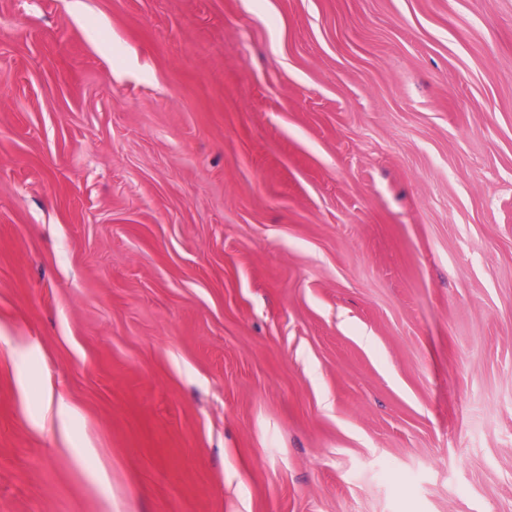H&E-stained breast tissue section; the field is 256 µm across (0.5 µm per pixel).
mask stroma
Returning a JSON list of instances; mask_svg holds the SVG:
<instances>
[{
    "instance_id": "35a3bbf8",
    "label": "stroma",
    "mask_w": 512,
    "mask_h": 512,
    "mask_svg": "<svg viewBox=\"0 0 512 512\" xmlns=\"http://www.w3.org/2000/svg\"><path fill=\"white\" fill-rule=\"evenodd\" d=\"M0 512H512V0H0Z\"/></svg>"
}]
</instances>
